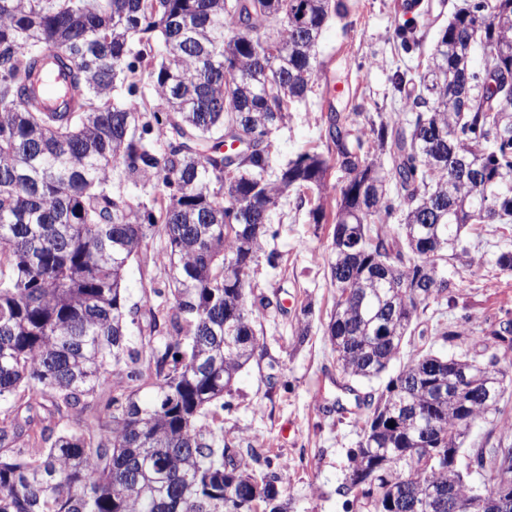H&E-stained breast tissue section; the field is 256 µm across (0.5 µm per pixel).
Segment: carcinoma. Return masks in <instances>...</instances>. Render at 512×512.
Wrapping results in <instances>:
<instances>
[{
	"instance_id": "obj_1",
	"label": "carcinoma",
	"mask_w": 512,
	"mask_h": 512,
	"mask_svg": "<svg viewBox=\"0 0 512 512\" xmlns=\"http://www.w3.org/2000/svg\"><path fill=\"white\" fill-rule=\"evenodd\" d=\"M347 13L344 0H0V512H286L270 460L249 467L208 422L263 354L254 321L271 306L226 276L257 261L278 199L323 190L334 166L333 221L357 243L332 247L338 370L376 379L409 346L363 399L348 471L373 482L338 493L359 512H450L451 490L489 512L469 462L490 471L512 442L463 447L458 412L483 414L489 394L501 412L512 374L488 381L478 365L512 352V311L477 335L438 319L420 331L427 348L411 336L452 293L448 267L472 263L461 228L512 224V137L497 136L512 130V0H465L428 52L416 25L399 28L423 57L396 72L399 111L366 132L330 112L333 158L275 169L271 134L312 92L321 34ZM46 62L67 70L66 112L36 87ZM243 138L249 151H224ZM155 235L169 276L132 309L125 268ZM439 341L470 349L443 355Z\"/></svg>"
}]
</instances>
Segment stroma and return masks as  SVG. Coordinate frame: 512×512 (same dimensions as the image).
<instances>
[{
	"mask_svg": "<svg viewBox=\"0 0 512 512\" xmlns=\"http://www.w3.org/2000/svg\"><path fill=\"white\" fill-rule=\"evenodd\" d=\"M348 2L346 22H333L323 32L312 93L272 136L274 166L311 149L326 152L324 121L329 109L345 111L351 100L372 115L391 116L400 108L390 78L397 69L414 65L417 56L405 53L395 39V30L404 21L396 0ZM272 229L275 236L266 247L276 252L277 260L271 265L259 259L248 277L255 294L273 302L255 321L267 353L240 373L218 413L216 428L239 453L253 448L280 466L288 512H356L337 492L367 415L366 409L356 408L354 398L384 390L403 363L394 361L385 377L370 382L351 383L339 374L325 333L336 301L330 280L334 226L313 223L308 205L291 194L279 199ZM467 237L472 254L482 262L453 268L454 299L439 310L445 322L464 321L477 331L486 316L512 310V276L494 265L500 249L512 248V224H472ZM162 245V238L148 239L140 255L129 262L128 305L139 303L144 288L163 287L167 273L154 261ZM306 304L313 315L310 334L300 344L295 328ZM272 370L279 376L273 387L266 380ZM340 403L355 409V418H342L336 411Z\"/></svg>",
	"mask_w": 512,
	"mask_h": 512,
	"instance_id": "obj_1",
	"label": "stroma"
}]
</instances>
